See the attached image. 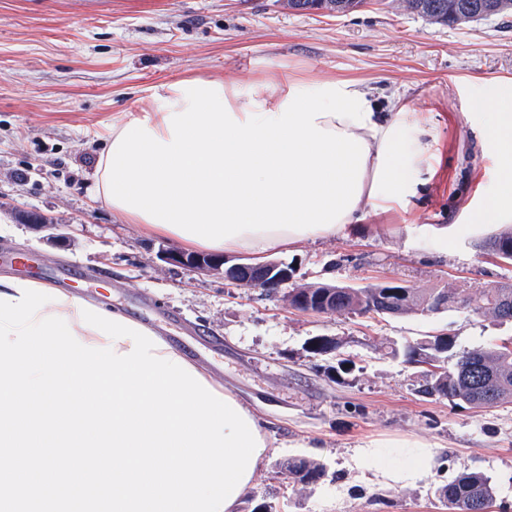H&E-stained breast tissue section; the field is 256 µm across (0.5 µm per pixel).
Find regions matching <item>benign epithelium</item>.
Masks as SVG:
<instances>
[{"mask_svg":"<svg viewBox=\"0 0 512 512\" xmlns=\"http://www.w3.org/2000/svg\"><path fill=\"white\" fill-rule=\"evenodd\" d=\"M393 10L418 13L430 21L445 23L452 21L455 25L471 22L482 16L512 11V0H485L481 8L453 6L452 15H447L445 7L435 6L425 0H384ZM367 0H317L313 11L326 15H343L357 8V4ZM162 261L176 266L190 268L199 272H223L224 278L245 288H262L273 294L293 279L294 272L288 266L277 261L263 263L240 262L225 266L224 256L189 254L167 250L160 255Z\"/></svg>","mask_w":512,"mask_h":512,"instance_id":"benign-epithelium-1","label":"benign epithelium"}]
</instances>
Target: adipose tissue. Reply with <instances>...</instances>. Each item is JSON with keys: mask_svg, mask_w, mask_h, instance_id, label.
Masks as SVG:
<instances>
[{"mask_svg": "<svg viewBox=\"0 0 512 512\" xmlns=\"http://www.w3.org/2000/svg\"><path fill=\"white\" fill-rule=\"evenodd\" d=\"M113 120L97 192L113 214L186 252H290L348 235L368 215L407 208L433 138L400 97L379 110L360 82L231 73L150 90ZM502 178L484 220L512 222V91L488 111ZM374 484L424 483L436 464L419 439H371L353 452Z\"/></svg>", "mask_w": 512, "mask_h": 512, "instance_id": "adipose-tissue-1", "label": "adipose tissue"}]
</instances>
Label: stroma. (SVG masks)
Wrapping results in <instances>:
<instances>
[{
    "label": "stroma",
    "instance_id": "stroma-1",
    "mask_svg": "<svg viewBox=\"0 0 512 512\" xmlns=\"http://www.w3.org/2000/svg\"><path fill=\"white\" fill-rule=\"evenodd\" d=\"M228 72L245 84L272 72L355 78L378 103L396 93L429 115L436 173L408 212L271 253L294 284L401 281L476 298L512 283V265L473 246L500 230L475 219L500 180L480 103L512 85V13L448 26L375 0L338 16L278 0H0V247L30 259L1 265L0 277L65 273L74 293L149 326L256 411L271 446L239 512H448L439 491L466 471L490 477L491 512H512V404L420 396L415 368L391 354L435 335L457 352L509 340L512 321L468 309L300 313L281 295L163 262L166 239L97 200L95 162L114 116L147 106L150 87ZM30 212L74 225L73 240L27 224ZM318 336L336 351L312 353ZM366 439L428 441L438 466L420 486L378 487L351 461ZM291 458L323 463L325 477L288 482L276 468Z\"/></svg>",
    "mask_w": 512,
    "mask_h": 512
}]
</instances>
